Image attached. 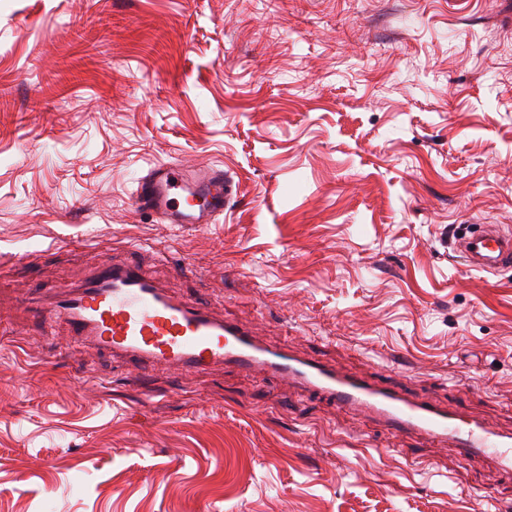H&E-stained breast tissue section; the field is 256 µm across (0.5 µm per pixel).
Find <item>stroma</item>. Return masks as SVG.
<instances>
[{
	"instance_id": "35a3bbf8",
	"label": "stroma",
	"mask_w": 512,
	"mask_h": 512,
	"mask_svg": "<svg viewBox=\"0 0 512 512\" xmlns=\"http://www.w3.org/2000/svg\"><path fill=\"white\" fill-rule=\"evenodd\" d=\"M216 166L218 223L136 208ZM512 0H0V512H512L448 444L231 367L144 373L23 293L101 255L264 343L512 430ZM457 250L473 270L493 271L512 266V235L492 226H482L462 237Z\"/></svg>"
}]
</instances>
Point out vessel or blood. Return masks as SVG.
Segmentation results:
<instances>
[{"label": "vessel or blood", "instance_id": "vessel-or-blood-1", "mask_svg": "<svg viewBox=\"0 0 512 512\" xmlns=\"http://www.w3.org/2000/svg\"><path fill=\"white\" fill-rule=\"evenodd\" d=\"M233 198V180L223 170L159 163L143 177L135 203L170 224H210ZM457 248L477 271L512 266V235L491 226L462 237ZM25 303L43 324L63 322L73 339L138 367L197 373L225 365L255 372L366 416L394 436L450 442L459 457L485 458L512 476V432L335 365L271 349L207 304L171 295L140 264L102 256L80 285Z\"/></svg>", "mask_w": 512, "mask_h": 512}]
</instances>
